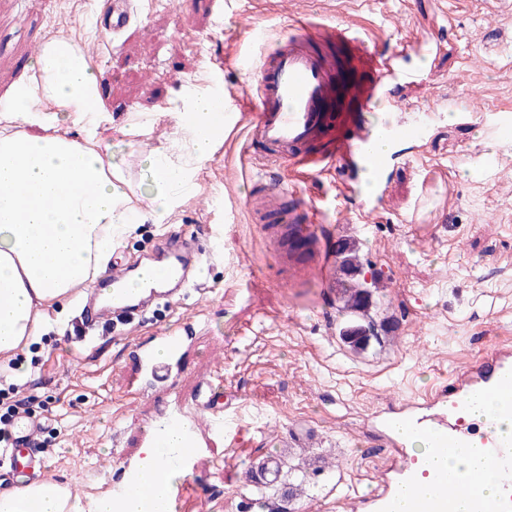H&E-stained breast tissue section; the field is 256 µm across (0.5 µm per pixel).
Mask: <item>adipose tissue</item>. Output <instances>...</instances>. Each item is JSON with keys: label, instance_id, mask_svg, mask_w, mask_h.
<instances>
[{"label": "adipose tissue", "instance_id": "adipose-tissue-1", "mask_svg": "<svg viewBox=\"0 0 512 512\" xmlns=\"http://www.w3.org/2000/svg\"><path fill=\"white\" fill-rule=\"evenodd\" d=\"M99 81L75 45L46 44L27 77L0 94V357L38 336L49 307L66 311L74 288L103 274L114 248L139 224L161 222L192 187L213 147L211 99L193 95L196 130L184 154L151 155L149 209L132 204L129 181L103 144ZM84 122L78 138L59 134L60 115ZM0 512H81L50 481L0 489Z\"/></svg>", "mask_w": 512, "mask_h": 512}]
</instances>
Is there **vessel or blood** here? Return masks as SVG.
<instances>
[{
    "instance_id": "1",
    "label": "vessel or blood",
    "mask_w": 512,
    "mask_h": 512,
    "mask_svg": "<svg viewBox=\"0 0 512 512\" xmlns=\"http://www.w3.org/2000/svg\"><path fill=\"white\" fill-rule=\"evenodd\" d=\"M411 48L417 49L422 58L434 50L431 40L420 35L384 52L369 47L355 20L326 24L294 19L288 37L266 51L257 63L259 69L252 83L241 89L212 91L219 123L224 126L233 122L239 112L251 113L248 147L264 164L287 161L307 169L320 163L369 169L378 186H385L392 158L376 151V140L424 142L435 117L428 110L421 118H405V106L394 96L395 87L413 83L418 77L417 67L405 63ZM356 67L366 70V78H352ZM318 142L323 143V150L310 154V146ZM256 185L262 215L267 220L265 232L275 243V257L288 267L289 285L327 282L335 255L312 226L311 206L303 202L285 206L280 187L262 178ZM128 274V268L118 265L109 271L111 303H102L98 293L87 294L82 315L88 327L133 318L161 298V291L151 280L128 288ZM183 346L182 328H169L157 336L155 345L136 346L134 357L153 383L165 385L183 363ZM478 398L493 401L495 408L483 415L480 431L472 436L462 415ZM432 407V414L421 415L417 404L408 402L384 413L381 424L395 452V478L371 494L373 512H458L464 498L471 502L472 512H512V438H504L498 431L501 420L512 418V351L492 348L472 370L449 377ZM202 410L207 414L203 422L179 408L158 409L144 435L146 444H154L160 435L173 429L182 440L181 450L151 473L139 465H128L123 478L112 486L113 497L132 488L150 504L154 501L153 488L164 472L194 473L201 425L228 432L234 424L233 419L213 413L210 405H203ZM400 424L409 427L414 436L431 440L444 457L467 447L469 438H476L480 469L455 476L439 469L429 484H421L415 459L405 451L407 442L395 431ZM38 429V424L30 420L17 421L13 426L10 463L19 475L30 477L45 468L33 448ZM488 471L494 472L500 483V493L494 498L484 497L481 492L483 475ZM254 474L262 484H276L280 477L278 458L263 457Z\"/></svg>"
}]
</instances>
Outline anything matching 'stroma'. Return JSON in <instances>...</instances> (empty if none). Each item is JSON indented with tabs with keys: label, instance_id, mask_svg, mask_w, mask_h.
I'll return each instance as SVG.
<instances>
[{
	"label": "stroma",
	"instance_id": "stroma-1",
	"mask_svg": "<svg viewBox=\"0 0 512 512\" xmlns=\"http://www.w3.org/2000/svg\"><path fill=\"white\" fill-rule=\"evenodd\" d=\"M112 3L0 0V93L26 75L39 42H104L93 69L108 142L137 183L150 152L175 153L185 137L183 98L254 80L239 57L260 59L301 15L356 18L382 48L415 34L435 42L420 80L403 91L409 107L481 100L468 118L438 121L425 144L398 145L365 218L335 169L303 178L251 158L250 118L241 116L198 164L193 191L112 256L149 261L180 233L201 260L185 294L130 325L69 338L81 315L73 305L0 361V388L32 399L45 425L46 478L70 487L82 512L138 455L155 408L174 398L193 409L201 383L217 375L214 407L239 429L202 438L180 512H268L287 497L296 512H341L342 499L375 487L392 454L371 415L397 400L426 401L490 347H512V133L492 128L512 114V0H133V18L111 40ZM261 175L280 183L286 201H312L333 240L356 242L364 272L377 279L381 342L351 350L333 291L286 287L246 198L247 182ZM185 323L195 335L173 387L146 384L134 344ZM268 453L282 458L279 482H250L252 460Z\"/></svg>",
	"mask_w": 512,
	"mask_h": 512
}]
</instances>
